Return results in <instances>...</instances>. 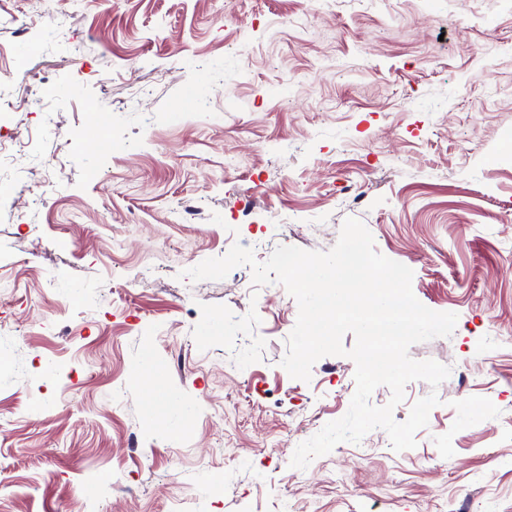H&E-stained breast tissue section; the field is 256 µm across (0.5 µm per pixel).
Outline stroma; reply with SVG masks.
<instances>
[{"label":"stroma","instance_id":"obj_1","mask_svg":"<svg viewBox=\"0 0 512 512\" xmlns=\"http://www.w3.org/2000/svg\"><path fill=\"white\" fill-rule=\"evenodd\" d=\"M62 6L0 0L29 101L0 137V512H512V0ZM349 217L457 314L409 349L451 374L405 387L396 421L440 399L415 448L376 429L298 469L354 362L292 378L287 290L180 273L230 239L326 252ZM148 354L191 416L149 403Z\"/></svg>","mask_w":512,"mask_h":512}]
</instances>
